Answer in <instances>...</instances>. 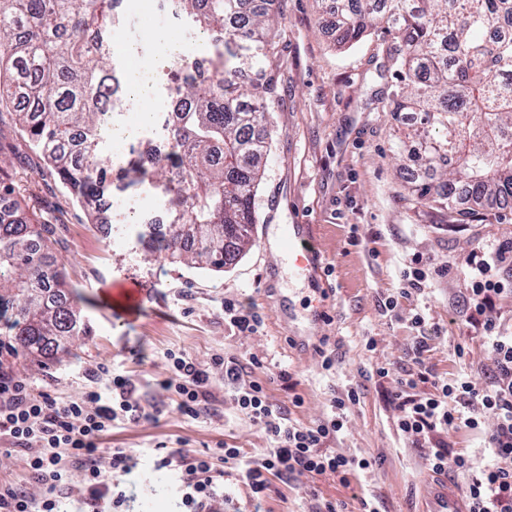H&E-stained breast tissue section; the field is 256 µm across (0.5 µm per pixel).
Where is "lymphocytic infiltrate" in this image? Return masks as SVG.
Returning <instances> with one entry per match:
<instances>
[{
  "mask_svg": "<svg viewBox=\"0 0 512 512\" xmlns=\"http://www.w3.org/2000/svg\"><path fill=\"white\" fill-rule=\"evenodd\" d=\"M511 255L509 240L495 248H479L464 263V274L471 282L470 316L490 336L495 353L496 376L491 384L479 388L467 379L451 384L431 380L425 358L428 338L421 335L414 338L409 349L411 368L397 378L391 394L398 412V432L413 447H428L429 466L436 474L471 469L468 455H449V432L476 430L485 421H492L487 443L497 462L467 484L464 496L468 512H512V333L501 332L494 313V302L505 290L498 273ZM166 361L170 374L159 385L175 391L182 415H200L209 401L213 376L219 372L232 390L237 409L272 442L271 448L248 460L240 448L224 446V467L220 470L211 456L160 445L155 465L179 473L186 512H224L226 499L221 481L228 469L236 471L258 505L272 478L328 474L344 482L357 471L369 468L368 459L324 448L326 441L342 430V412L358 403L356 392L333 399L337 417L305 425L292 420L289 410L273 406L265 385L248 375L246 364L239 360L217 356L203 364L172 349L167 352ZM421 382L431 383L432 392L415 395ZM153 417L131 379L117 372L104 387L64 400L32 389L10 370L0 367V436L8 437L17 451L26 454L31 474L44 489L40 512H58V499L69 481V465L74 461L85 464L88 496L84 503L91 512H112L113 507L121 505L124 495L114 491L113 485L136 475L138 457L127 448L104 454L100 444L115 424Z\"/></svg>",
  "mask_w": 512,
  "mask_h": 512,
  "instance_id": "1",
  "label": "lymphocytic infiltrate"
}]
</instances>
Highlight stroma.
Returning <instances> with one entry per match:
<instances>
[{"mask_svg":"<svg viewBox=\"0 0 512 512\" xmlns=\"http://www.w3.org/2000/svg\"><path fill=\"white\" fill-rule=\"evenodd\" d=\"M148 2L126 0L112 40L114 60L132 45L139 65L151 69L174 40L186 55H209L206 37L176 32L164 15L147 12ZM277 8L279 22L263 61L273 90L268 151L254 198L259 224L253 229L270 243L252 244L224 271L149 253L148 229L141 223L126 221L121 237H106L22 136L10 109L0 110V178L13 181L35 221L50 223L49 251L80 291V316L88 329L57 358L19 354L6 358V365L34 389L60 397L88 387L86 369L117 368L158 407L155 419L116 425L103 442L134 449L142 458L135 482L122 487L125 501L118 512H184L178 473L153 464L159 444L181 440L200 454L222 443L250 454L270 445L237 410L223 379H215L217 400L207 410L194 419L182 415L176 394L158 385L168 373V350L204 364L216 355L243 363L257 356L261 364L252 375L264 381L270 403L307 425L331 417L332 397L357 392L358 404L326 446L368 458L371 467L347 486L332 476L273 480L265 512H312L318 496L346 503L350 512L362 497L379 512H424L435 478L428 451L397 432L389 402L395 377L410 364L412 339L426 334V364L434 376L481 386L494 369L491 339L469 318V282L461 266L472 250L512 238V209L479 206L475 221L452 224L437 205L408 201L407 150L397 142L392 113L380 105L396 83L386 59L391 35L379 27L339 48L332 37L335 0H279ZM104 152L114 166L112 203L162 202L157 190L128 184V156L118 144L106 142ZM282 224L309 225L322 254L316 276H304L273 247ZM415 255L428 265L429 288L383 311ZM228 300L258 312L257 332H239L225 319ZM417 313L425 318L420 329L412 323ZM325 351L334 357L327 371L321 367ZM382 366L390 370L384 379L377 375ZM297 394L304 399L298 408L291 404Z\"/></svg>","mask_w":512,"mask_h":512,"instance_id":"35a3bbf8","label":"stroma"}]
</instances>
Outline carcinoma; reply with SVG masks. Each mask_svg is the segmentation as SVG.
Masks as SVG:
<instances>
[{
	"mask_svg": "<svg viewBox=\"0 0 512 512\" xmlns=\"http://www.w3.org/2000/svg\"><path fill=\"white\" fill-rule=\"evenodd\" d=\"M192 31L215 46L213 74L186 75L175 53L157 73L177 105L166 121L170 151L138 152L132 182L163 190L168 234L152 249L174 263L221 270L252 243L266 158V35L272 0H176ZM114 0H0V105L13 109L29 144L69 194L94 213L111 168L102 151L112 113ZM393 35L399 84L383 101L412 116L418 177L409 192L467 218L457 200L512 202V0H336V42L354 44L378 25ZM0 178V314L14 349L54 358L85 335L77 295L51 260L48 224H32Z\"/></svg>",
	"mask_w": 512,
	"mask_h": 512,
	"instance_id": "obj_1",
	"label": "carcinoma"
}]
</instances>
